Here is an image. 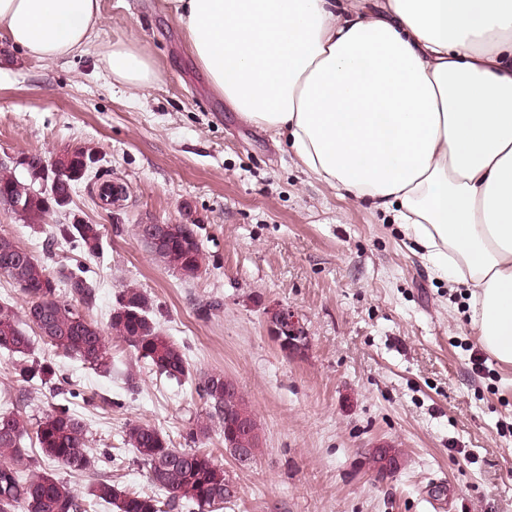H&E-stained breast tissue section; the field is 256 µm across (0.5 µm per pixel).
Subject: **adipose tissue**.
<instances>
[{
    "label": "adipose tissue",
    "instance_id": "adipose-tissue-1",
    "mask_svg": "<svg viewBox=\"0 0 512 512\" xmlns=\"http://www.w3.org/2000/svg\"><path fill=\"white\" fill-rule=\"evenodd\" d=\"M212 89L306 172L393 214L470 328L512 364V0H166ZM7 40L44 63L94 47L100 0H0ZM101 58L143 92V48Z\"/></svg>",
    "mask_w": 512,
    "mask_h": 512
}]
</instances>
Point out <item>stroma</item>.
Instances as JSON below:
<instances>
[{
  "mask_svg": "<svg viewBox=\"0 0 512 512\" xmlns=\"http://www.w3.org/2000/svg\"><path fill=\"white\" fill-rule=\"evenodd\" d=\"M95 42L131 41L152 56L160 79L139 93L113 80L100 56L47 65L0 38V159L52 160L82 145L98 157L72 202L43 227L0 205V236L26 247L49 270L83 267L97 291L86 316L106 327L128 285L151 298L162 330L187 349L192 378L160 377L123 341L111 340L108 374L54 357L35 328L30 359L55 358L78 396L97 470H59L79 496L103 476L152 495L127 424L160 430L186 447L204 418L199 375L221 371L239 387L259 424L261 449L247 466L211 430L202 445L238 488L223 512H512V365L487 357L469 328L470 298L438 281L392 215L341 197L308 175L284 141L243 120L217 96L187 51L165 0H100ZM126 196L103 204L99 183ZM81 219L99 225L91 259L56 238ZM195 222L207 270L189 279L158 265L139 224ZM288 307L308 346L281 353L265 308ZM0 353V407L26 428L63 397L55 384H23ZM400 452L380 476L381 447Z\"/></svg>",
  "mask_w": 512,
  "mask_h": 512,
  "instance_id": "35a3bbf8",
  "label": "stroma"
}]
</instances>
